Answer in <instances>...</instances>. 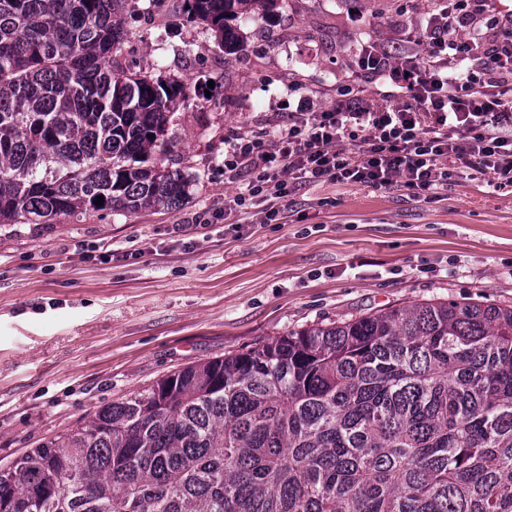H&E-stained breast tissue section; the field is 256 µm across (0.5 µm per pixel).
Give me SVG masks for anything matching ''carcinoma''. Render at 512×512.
I'll return each mask as SVG.
<instances>
[{"label": "carcinoma", "instance_id": "cac0c4a2", "mask_svg": "<svg viewBox=\"0 0 512 512\" xmlns=\"http://www.w3.org/2000/svg\"><path fill=\"white\" fill-rule=\"evenodd\" d=\"M278 2L188 0L226 55ZM126 6L0 0V224L184 198L149 159L187 86L117 63ZM0 512H512V306L426 300L186 366L0 468Z\"/></svg>", "mask_w": 512, "mask_h": 512}]
</instances>
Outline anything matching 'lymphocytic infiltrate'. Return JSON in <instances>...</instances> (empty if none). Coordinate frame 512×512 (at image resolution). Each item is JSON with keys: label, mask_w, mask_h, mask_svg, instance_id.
Listing matches in <instances>:
<instances>
[{"label": "lymphocytic infiltrate", "mask_w": 512, "mask_h": 512, "mask_svg": "<svg viewBox=\"0 0 512 512\" xmlns=\"http://www.w3.org/2000/svg\"><path fill=\"white\" fill-rule=\"evenodd\" d=\"M474 171L512 187V0H437L395 44H360L332 107L299 96L277 136H240L224 156L225 213L321 184L439 198Z\"/></svg>", "instance_id": "obj_1"}]
</instances>
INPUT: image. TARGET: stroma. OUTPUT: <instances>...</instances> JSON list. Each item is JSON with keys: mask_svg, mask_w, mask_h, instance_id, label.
Returning a JSON list of instances; mask_svg holds the SVG:
<instances>
[{"mask_svg": "<svg viewBox=\"0 0 512 512\" xmlns=\"http://www.w3.org/2000/svg\"><path fill=\"white\" fill-rule=\"evenodd\" d=\"M428 7L279 0L228 56L186 0H138L116 58L190 86L153 156L186 195L173 210L0 225V466L179 368L316 322L433 298L512 305V192L479 180L440 201L324 184L268 224L197 221L224 206L233 138L275 135L289 89L333 104L361 33L389 39Z\"/></svg>", "mask_w": 512, "mask_h": 512, "instance_id": "1", "label": "stroma"}]
</instances>
